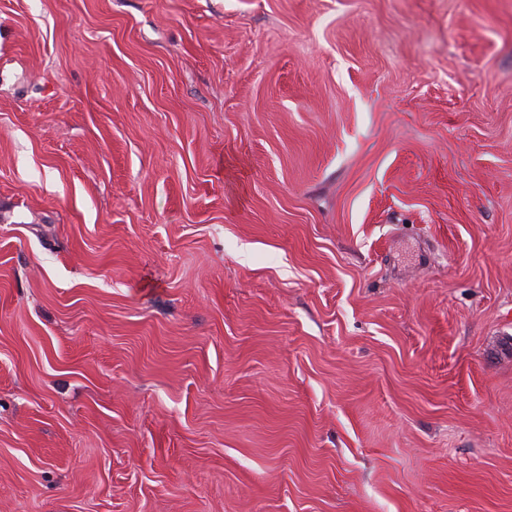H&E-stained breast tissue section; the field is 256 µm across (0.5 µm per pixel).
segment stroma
<instances>
[{"label":"stroma","mask_w":512,"mask_h":512,"mask_svg":"<svg viewBox=\"0 0 512 512\" xmlns=\"http://www.w3.org/2000/svg\"><path fill=\"white\" fill-rule=\"evenodd\" d=\"M0 512H512V0H0Z\"/></svg>","instance_id":"stroma-1"}]
</instances>
